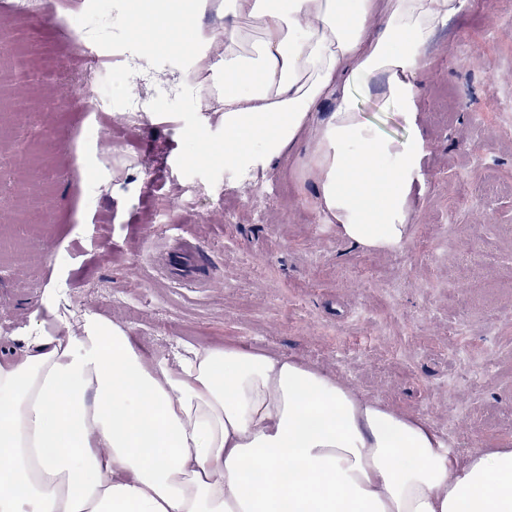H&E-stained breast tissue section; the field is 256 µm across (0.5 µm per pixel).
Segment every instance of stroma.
Instances as JSON below:
<instances>
[{
  "mask_svg": "<svg viewBox=\"0 0 512 512\" xmlns=\"http://www.w3.org/2000/svg\"><path fill=\"white\" fill-rule=\"evenodd\" d=\"M105 1L120 23L84 38V66L136 70L147 108L130 132L128 93L98 116L55 111L63 68L13 85L29 111L0 115V212L38 197L48 219L0 223V337L46 319L52 294L120 320L152 353L189 342L296 357L436 431L458 423L457 454L471 436L512 448V0H464L425 53L411 235L386 253L319 220L303 150L243 185L223 162L192 161L197 140L224 148L221 112L189 85L193 57L123 24L130 0ZM0 27L51 54L73 44L76 19L45 0L27 18L0 8ZM35 155L39 173H22Z\"/></svg>",
  "mask_w": 512,
  "mask_h": 512,
  "instance_id": "obj_1",
  "label": "stroma"
}]
</instances>
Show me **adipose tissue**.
<instances>
[{
  "label": "adipose tissue",
  "mask_w": 512,
  "mask_h": 512,
  "mask_svg": "<svg viewBox=\"0 0 512 512\" xmlns=\"http://www.w3.org/2000/svg\"><path fill=\"white\" fill-rule=\"evenodd\" d=\"M205 0L165 23L224 73V169L239 181L300 142L314 206L364 250L400 249L422 137L385 136L357 95L413 125L423 54L464 0ZM332 109L318 113L323 101ZM0 360V512H512V448L460 458L425 419L303 361L230 346L141 347L120 321L50 300Z\"/></svg>",
  "instance_id": "1"
}]
</instances>
